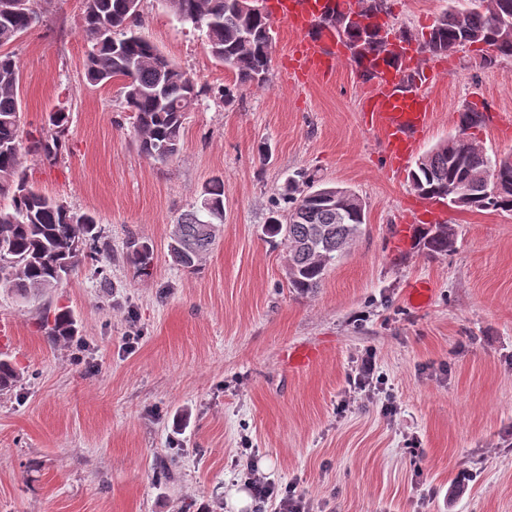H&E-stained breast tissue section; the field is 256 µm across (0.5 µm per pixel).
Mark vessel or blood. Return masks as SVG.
I'll use <instances>...</instances> for the list:
<instances>
[{"label":"vessel or blood","instance_id":"obj_1","mask_svg":"<svg viewBox=\"0 0 512 512\" xmlns=\"http://www.w3.org/2000/svg\"><path fill=\"white\" fill-rule=\"evenodd\" d=\"M358 7V0H267L271 20L295 35L286 71L299 80L324 77L336 62L353 57L345 39L322 19L330 10L347 13ZM357 60L372 82L362 106L364 124L380 138L390 169H405L434 121L432 101L421 87L443 64H425L415 51L369 53Z\"/></svg>","mask_w":512,"mask_h":512}]
</instances>
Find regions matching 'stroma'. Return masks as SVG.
Wrapping results in <instances>:
<instances>
[{"label":"stroma","instance_id":"35a3bbf8","mask_svg":"<svg viewBox=\"0 0 512 512\" xmlns=\"http://www.w3.org/2000/svg\"><path fill=\"white\" fill-rule=\"evenodd\" d=\"M448 0H387L391 33L424 41ZM38 21L8 45L21 128L69 115L56 158H25L30 180L92 213L102 260L82 259L57 288L27 299L0 288V357L20 379L0 392V512H255L241 504L247 458L314 512H512V212L434 201L455 244L433 254L401 240L415 199L388 174L361 122L368 87L355 67L289 82L295 37L272 27L269 81L241 84L203 29L166 0H140L139 30L196 83L180 153L143 156L121 80L85 77L83 0H37ZM485 46L448 54L429 85L434 122L422 152L458 133L468 106L487 152L512 153V58ZM307 174L360 196L361 235L315 294L288 286L286 248L265 227L288 179ZM224 182V223L196 270L167 250L172 224ZM153 250L149 272L127 258ZM417 282L430 292L407 300ZM62 309L68 340L50 335ZM315 349L288 369L290 350ZM378 380L360 388L364 359Z\"/></svg>","mask_w":512,"mask_h":512}]
</instances>
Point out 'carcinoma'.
I'll return each mask as SVG.
<instances>
[{
	"label": "carcinoma",
	"instance_id": "1",
	"mask_svg": "<svg viewBox=\"0 0 512 512\" xmlns=\"http://www.w3.org/2000/svg\"><path fill=\"white\" fill-rule=\"evenodd\" d=\"M130 0H84L83 30L92 43L86 61V77L95 84L114 78L123 80L126 107L135 117L134 133L144 156L165 162L180 151L183 117L200 95L194 80L167 59L156 45L143 38L129 21L137 15L139 3ZM174 13L205 30L214 57L232 69L240 83L263 84L271 62V20L260 12L245 14L237 0H167ZM37 14L33 0H0V47L25 33ZM355 47L380 52L384 44L342 25V16L329 17ZM512 30V0H475L467 11L448 8L435 22L421 51L438 56L459 47L481 42L490 53L483 64L499 57H512V38L501 39V31ZM19 68L9 52L0 53V286L25 298L32 291L57 287L81 259L99 249L96 222L78 214L30 182L24 154L33 152L54 157L62 148L68 115L59 109L49 118L51 128L24 145L18 107ZM486 115L474 107L459 114V134L437 145L416 161L410 172L418 195L442 198L448 184L464 182L469 200L465 207L512 212V153L488 155L466 131L485 124ZM487 174L496 180L497 194L489 195L480 184ZM288 212H272L266 226L270 237H281L289 248L292 263L288 284L299 294L321 287L328 268L335 265L343 249L365 223V205L349 189L316 185L304 179L285 194ZM224 219V183L215 178L206 186L203 202L183 214L172 225L168 252L173 262L193 269L210 249L215 234L207 231L213 221ZM420 239L433 254H446L453 247L455 229L436 224ZM152 249L138 244L128 254L132 263L146 271ZM56 338L74 334L70 311L54 315L51 327ZM20 373L8 359H0V391L8 390Z\"/></svg>",
	"mask_w": 512,
	"mask_h": 512
}]
</instances>
